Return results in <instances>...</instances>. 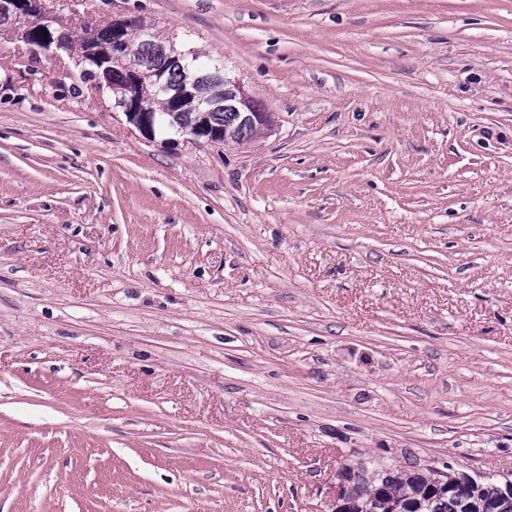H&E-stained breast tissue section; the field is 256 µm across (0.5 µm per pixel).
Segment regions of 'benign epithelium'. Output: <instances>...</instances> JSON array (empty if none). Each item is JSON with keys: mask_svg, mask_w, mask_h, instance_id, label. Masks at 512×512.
Segmentation results:
<instances>
[{"mask_svg": "<svg viewBox=\"0 0 512 512\" xmlns=\"http://www.w3.org/2000/svg\"><path fill=\"white\" fill-rule=\"evenodd\" d=\"M4 32L21 38L32 55L54 59L71 55L72 43L83 40L86 55L97 66L92 89L101 96L112 97V111L123 113L127 122L149 140L155 139L159 118L139 94L140 85L147 81L171 99L173 108L165 121L186 140L236 143L243 128L269 131L274 127L273 113L260 109L240 80L226 75L223 64L202 67L189 61L195 55L192 49L178 48L170 40L158 42L154 63L143 66L124 18L112 20V32L105 36L89 23L78 31L61 30L42 0H0V34ZM168 69L183 73L180 84L171 86L164 80ZM216 112L232 113V121L214 124ZM403 473L400 468H370L364 463L347 467L336 475V495L329 512H378L387 485ZM373 481L378 482L376 499L363 501L347 493L352 484L361 487ZM393 512H512V471L469 474L450 467L442 471L439 482L422 486Z\"/></svg>", "mask_w": 512, "mask_h": 512, "instance_id": "benign-epithelium-1", "label": "benign epithelium"}]
</instances>
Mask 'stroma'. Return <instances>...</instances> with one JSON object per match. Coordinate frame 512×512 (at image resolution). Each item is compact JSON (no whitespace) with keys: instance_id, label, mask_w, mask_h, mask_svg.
<instances>
[{"instance_id":"1","label":"stroma","mask_w":512,"mask_h":512,"mask_svg":"<svg viewBox=\"0 0 512 512\" xmlns=\"http://www.w3.org/2000/svg\"><path fill=\"white\" fill-rule=\"evenodd\" d=\"M273 112L145 139L0 35V512H328L512 471V0H45ZM440 471L442 476L435 469L426 468L420 470L419 474L411 472L390 483L405 470L384 466L369 468L365 463L349 466L336 475V495L328 506L329 511L378 512L377 508L383 504L384 508L394 507L390 512H512V471L502 474H469L456 471L452 467ZM373 481L378 482L377 500L362 501L359 497L352 496L375 498V485L362 487ZM487 482L496 484L494 495L484 493V484ZM351 484L362 488H350L348 495L347 490ZM420 484L427 485L422 486L411 497ZM385 490L387 500L400 504L399 506L381 502Z\"/></svg>"}]
</instances>
